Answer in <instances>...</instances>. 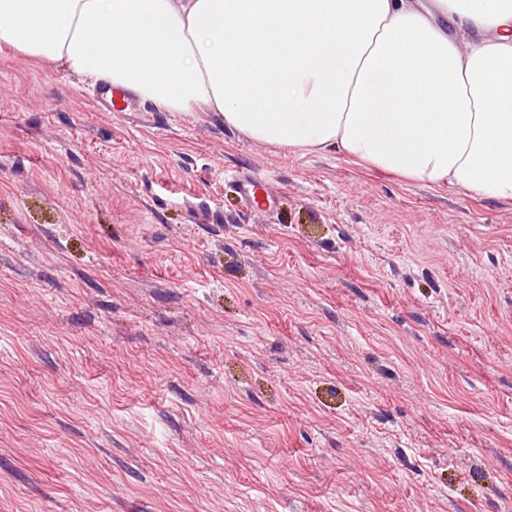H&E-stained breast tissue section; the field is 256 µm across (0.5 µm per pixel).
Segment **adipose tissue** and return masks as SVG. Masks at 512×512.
I'll use <instances>...</instances> for the list:
<instances>
[{
    "instance_id": "ef3b65f1",
    "label": "adipose tissue",
    "mask_w": 512,
    "mask_h": 512,
    "mask_svg": "<svg viewBox=\"0 0 512 512\" xmlns=\"http://www.w3.org/2000/svg\"><path fill=\"white\" fill-rule=\"evenodd\" d=\"M250 140L512 200V0H0V48Z\"/></svg>"
}]
</instances>
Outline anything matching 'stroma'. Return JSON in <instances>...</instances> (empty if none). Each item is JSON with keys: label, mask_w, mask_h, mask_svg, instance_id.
<instances>
[{"label": "stroma", "mask_w": 512, "mask_h": 512, "mask_svg": "<svg viewBox=\"0 0 512 512\" xmlns=\"http://www.w3.org/2000/svg\"><path fill=\"white\" fill-rule=\"evenodd\" d=\"M0 512H512V201L0 54Z\"/></svg>", "instance_id": "obj_1"}]
</instances>
